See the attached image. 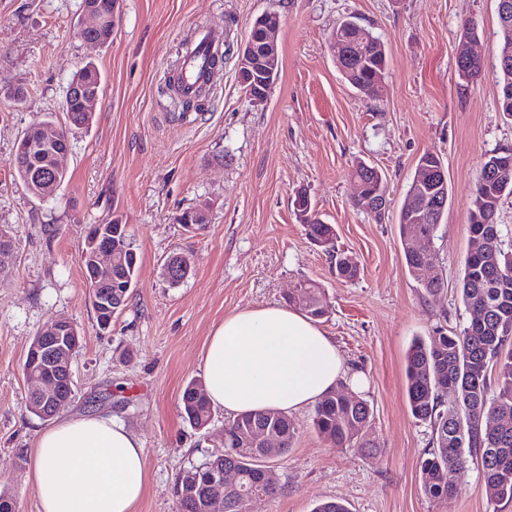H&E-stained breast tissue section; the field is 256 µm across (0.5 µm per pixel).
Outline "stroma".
<instances>
[{"label":"stroma","instance_id":"35a3bbf8","mask_svg":"<svg viewBox=\"0 0 512 512\" xmlns=\"http://www.w3.org/2000/svg\"><path fill=\"white\" fill-rule=\"evenodd\" d=\"M279 14L282 71L267 102L248 101L237 53L256 18ZM353 15L384 43L378 96L358 93L339 73L327 40ZM83 0H0V85L24 82L16 102L0 97V225L18 243L0 269V492L18 512H38L29 479L45 420L25 408L23 364L36 334L66 318L80 332L72 358L71 417L103 414L141 441L147 485L134 512H178L175 486L224 443L233 416L212 412L203 429L184 417L181 392L203 380L208 337L225 315L284 304L311 280L329 305L319 327L359 394L373 409L379 451L337 448L313 426L314 408L293 412L296 436L274 461L281 492L252 512H312L336 499L349 512H512L488 501L477 468L449 474L447 506L421 490L420 463L430 429L411 415L406 352L418 337L459 330L471 318L460 295L469 248V190L486 156L512 147V119L498 108L494 71L501 35L497 0H117L112 37L95 46L78 28ZM478 25L481 79L458 88L455 52L466 21ZM224 53L207 111L179 117L162 95L171 67L197 30ZM93 62L102 91L89 125L71 128L67 179L56 194L29 196L11 160L34 121L65 122L63 91ZM432 153L448 172L451 201L431 249L442 289L428 294L409 273L398 214L419 158ZM363 160L386 175L388 211L375 222L355 206L348 175ZM307 191L337 244L353 254L356 279H337L329 256L307 235L295 209ZM205 206L197 233L177 224ZM126 224L138 256L135 286L110 330H100L80 261L89 225ZM173 253L189 257L180 284L163 272Z\"/></svg>","mask_w":512,"mask_h":512}]
</instances>
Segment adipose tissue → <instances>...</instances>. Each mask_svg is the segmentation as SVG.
Instances as JSON below:
<instances>
[{
	"mask_svg": "<svg viewBox=\"0 0 512 512\" xmlns=\"http://www.w3.org/2000/svg\"><path fill=\"white\" fill-rule=\"evenodd\" d=\"M212 407L297 411L333 392L347 371L329 336L288 306L225 316L203 356ZM40 512H133L147 483L140 440L125 425L72 416L42 429L30 474Z\"/></svg>",
	"mask_w": 512,
	"mask_h": 512,
	"instance_id": "ef3b65f1",
	"label": "adipose tissue"
}]
</instances>
